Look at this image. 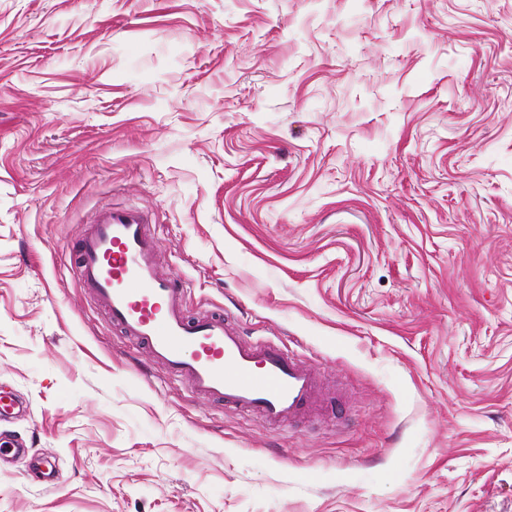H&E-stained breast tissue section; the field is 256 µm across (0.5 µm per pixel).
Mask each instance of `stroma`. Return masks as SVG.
Segmentation results:
<instances>
[{
    "label": "stroma",
    "instance_id": "stroma-1",
    "mask_svg": "<svg viewBox=\"0 0 512 512\" xmlns=\"http://www.w3.org/2000/svg\"><path fill=\"white\" fill-rule=\"evenodd\" d=\"M107 206L317 409L114 326L73 261ZM1 388L0 512H512V0H0Z\"/></svg>",
    "mask_w": 512,
    "mask_h": 512
}]
</instances>
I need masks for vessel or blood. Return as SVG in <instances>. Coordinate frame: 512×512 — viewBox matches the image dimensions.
I'll return each instance as SVG.
<instances>
[{
	"label": "vessel or blood",
	"instance_id": "obj_1",
	"mask_svg": "<svg viewBox=\"0 0 512 512\" xmlns=\"http://www.w3.org/2000/svg\"><path fill=\"white\" fill-rule=\"evenodd\" d=\"M148 217L108 208L81 238L77 276L125 334L197 393L269 424L294 421L317 404L321 381L309 362L267 342H248L220 314L187 316L182 285L155 270Z\"/></svg>",
	"mask_w": 512,
	"mask_h": 512
}]
</instances>
